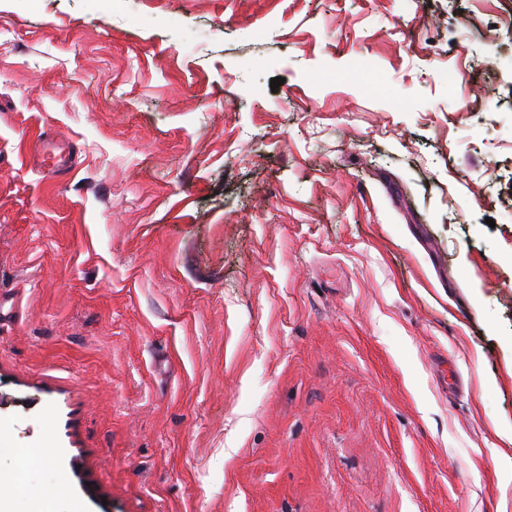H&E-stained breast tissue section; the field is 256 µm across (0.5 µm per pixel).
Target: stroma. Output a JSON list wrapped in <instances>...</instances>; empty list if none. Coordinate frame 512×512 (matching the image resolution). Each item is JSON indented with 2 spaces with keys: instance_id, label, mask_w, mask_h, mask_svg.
<instances>
[{
  "instance_id": "stroma-1",
  "label": "stroma",
  "mask_w": 512,
  "mask_h": 512,
  "mask_svg": "<svg viewBox=\"0 0 512 512\" xmlns=\"http://www.w3.org/2000/svg\"><path fill=\"white\" fill-rule=\"evenodd\" d=\"M511 426L512 0L0 5L1 473L512 512Z\"/></svg>"
}]
</instances>
